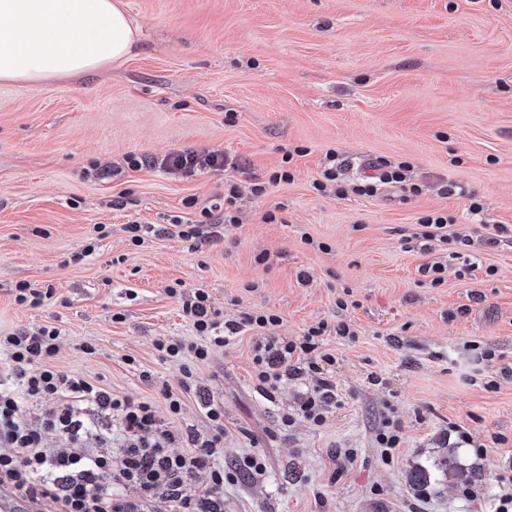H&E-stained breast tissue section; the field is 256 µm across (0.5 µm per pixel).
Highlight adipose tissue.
Here are the masks:
<instances>
[{
    "label": "adipose tissue",
    "instance_id": "1",
    "mask_svg": "<svg viewBox=\"0 0 512 512\" xmlns=\"http://www.w3.org/2000/svg\"><path fill=\"white\" fill-rule=\"evenodd\" d=\"M137 33L121 0H0V82L37 84L118 64Z\"/></svg>",
    "mask_w": 512,
    "mask_h": 512
}]
</instances>
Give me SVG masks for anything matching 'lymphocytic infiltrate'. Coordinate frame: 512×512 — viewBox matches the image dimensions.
<instances>
[{"mask_svg":"<svg viewBox=\"0 0 512 512\" xmlns=\"http://www.w3.org/2000/svg\"><path fill=\"white\" fill-rule=\"evenodd\" d=\"M303 152L300 146L285 151L280 166L267 177L250 174L244 181L226 182L223 204L199 208V219L176 218L160 227L126 225L131 244L141 245L149 234L193 241L198 251L223 242L226 226L238 221L237 202L242 195L260 197L270 187L293 181L290 164ZM324 161L311 183L322 195L342 199L351 192L373 197L388 189L411 196L421 191L411 180L412 164L406 160L377 159L370 173L352 182L346 177L348 162L338 151L327 150ZM125 162L132 169L154 166L186 179L228 164L223 154L194 149L161 157L130 154ZM453 225V216L430 211L418 218L411 235L421 249L432 250L438 243L449 248L447 262L419 268L430 287L444 283L448 261H459L464 273L481 262L469 236ZM167 292L177 298L183 318L197 334L193 341L161 336L154 342L163 360L182 368L178 387L163 384L156 390L171 417L167 426L161 425L154 400L119 396L102 379L57 368L61 332L56 326L0 332V488L24 503L52 502L55 512H148L158 498L167 503L169 512H224V407L201 386L195 367L250 331L256 335L252 350L256 392L271 401L283 383L306 384L297 415L313 425L323 422L327 407L337 399L336 357L323 350V341L331 334L355 339L349 323L321 322L303 336L286 340L275 334L281 322L275 313L244 311L228 320L204 289L186 293L171 286ZM191 397L200 401L206 430L181 419ZM29 405L38 406V414L24 416ZM53 436L62 439V447L50 446ZM203 473L209 486L201 490L194 483Z\"/></svg>","mask_w":512,"mask_h":512,"instance_id":"f902f5d3","label":"lymphocytic infiltrate"}]
</instances>
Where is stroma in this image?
Returning a JSON list of instances; mask_svg holds the SVG:
<instances>
[{
	"instance_id": "stroma-1",
	"label": "stroma",
	"mask_w": 512,
	"mask_h": 512,
	"mask_svg": "<svg viewBox=\"0 0 512 512\" xmlns=\"http://www.w3.org/2000/svg\"><path fill=\"white\" fill-rule=\"evenodd\" d=\"M122 4L138 28L123 64L0 82V329L59 327V367L141 398L181 379L155 338L195 337L165 291L174 282L205 289L229 318L277 313L276 332L289 340L321 321L348 322L356 340L324 341L340 402L317 426L281 422L301 385L283 384L271 402L255 392L252 336L197 367L224 405L225 465L252 455L263 463L261 474L225 483L224 512H493L496 476L512 470V238L438 288L419 285L428 257L403 239L438 209L484 234L466 198L440 194L443 177L481 199L489 223L512 229V0ZM297 146L305 152L291 163L293 182L243 195L223 244L199 252L176 237L135 247L123 227L194 217L184 199L210 205L234 171L80 176L92 161L184 148L224 153L262 176ZM331 148L359 163L410 161L425 189L407 200L395 189L318 195L311 182ZM125 190L132 204L112 209ZM272 209L281 220L265 223ZM305 233L326 250L304 244ZM92 238L94 254L72 263ZM21 280L53 284L58 301L17 305L11 290ZM85 342L95 354L81 351ZM475 345L496 353L480 377ZM388 410L401 439L386 461L377 434ZM456 427L488 444L486 456L456 443ZM451 448L478 480L449 472ZM417 468L430 474L421 486L409 480ZM469 486L477 500L463 497Z\"/></svg>"
}]
</instances>
